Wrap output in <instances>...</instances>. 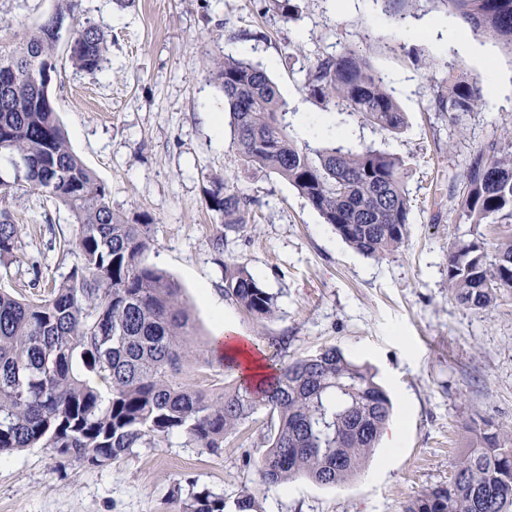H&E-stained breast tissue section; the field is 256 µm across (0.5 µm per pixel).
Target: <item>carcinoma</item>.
<instances>
[{"label": "carcinoma", "mask_w": 512, "mask_h": 512, "mask_svg": "<svg viewBox=\"0 0 512 512\" xmlns=\"http://www.w3.org/2000/svg\"><path fill=\"white\" fill-rule=\"evenodd\" d=\"M283 22L301 18L296 0H269ZM476 33H489L512 51V0H441ZM71 32L68 57L79 70L105 62V38L81 21L80 0L57 7L22 41L0 45V195L15 186L66 207L78 224L77 261L47 295L31 301L0 291V452L47 448L64 462L100 467L134 448L171 435L217 453L224 440L260 408L267 410L265 449L257 470L266 484L304 476L337 486L356 476L373 454L391 417V400L375 375L336 346L281 362L258 390L241 378L213 396L180 374L192 353L195 326L181 288L143 262L150 218L131 220L112 209L104 183L72 151L52 97L57 35ZM229 110L231 148L246 171H269L296 189L349 246L368 257L398 251L408 238V169L371 146L345 151L300 147L283 124L286 101L258 64L226 57L212 61ZM433 81V102L457 126L486 106L476 78ZM304 90L320 108L390 133L406 117L354 50L316 58ZM459 201L449 211L475 227L501 229L488 255L477 238L448 251V292L459 305L487 313L512 291V142L475 151L459 175ZM209 207L227 229L244 223L252 197L218 180ZM22 242L0 211V258L16 257ZM224 296L258 321L273 317L276 299L242 265L225 268ZM478 443L461 455L445 486L407 500L403 512H512V429L485 420ZM186 512H226L225 499L194 498Z\"/></svg>", "instance_id": "carcinoma-1"}]
</instances>
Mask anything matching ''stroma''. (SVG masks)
I'll use <instances>...</instances> for the list:
<instances>
[{
    "instance_id": "obj_1",
    "label": "stroma",
    "mask_w": 512,
    "mask_h": 512,
    "mask_svg": "<svg viewBox=\"0 0 512 512\" xmlns=\"http://www.w3.org/2000/svg\"><path fill=\"white\" fill-rule=\"evenodd\" d=\"M301 20L283 24L265 0H81V15L107 38V63L77 70L57 53L50 87L73 151L104 182L113 210L151 219L147 265L180 287L196 327L197 350L181 378L220 394L228 376L208 346L233 330L266 356L292 360L326 346L377 374L398 430L380 442L353 479L335 487L300 477L262 483L266 410L224 442L221 453L178 435L136 448L98 468L63 464L50 450L0 454V512H183L194 494L234 501L251 493L259 512H403L422 491L447 484L458 458L476 443L475 422L512 426V293L488 314L448 293L450 247L473 227L448 209L454 175L474 151L512 141V52L483 33L474 49L453 48L463 20L440 0H298ZM56 0H0V45L20 39L51 15ZM352 48L383 79L408 125L391 134L356 117L313 105L306 68L323 53ZM262 64L288 104V131L300 145H368L405 161L410 226L395 253L370 258L349 247L283 178L244 172L231 148L224 92L205 60ZM479 78L485 109L461 127L432 106L430 77ZM234 179L256 204L239 231H225L206 200L214 180ZM17 225L21 261L0 260V288L32 296L28 267L60 280L76 261L77 233L65 207L22 189L0 199ZM223 236V250L213 240ZM245 266L276 298L257 322L224 299V269ZM221 305L223 319L213 307Z\"/></svg>"
}]
</instances>
